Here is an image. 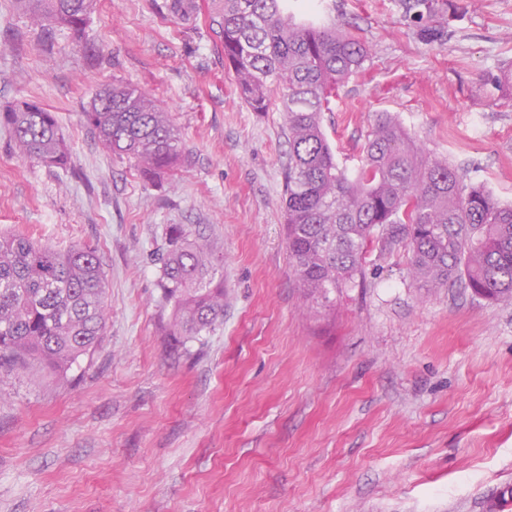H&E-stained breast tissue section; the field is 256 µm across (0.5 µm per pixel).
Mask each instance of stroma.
Returning a JSON list of instances; mask_svg holds the SVG:
<instances>
[{
    "instance_id": "stroma-1",
    "label": "stroma",
    "mask_w": 512,
    "mask_h": 512,
    "mask_svg": "<svg viewBox=\"0 0 512 512\" xmlns=\"http://www.w3.org/2000/svg\"><path fill=\"white\" fill-rule=\"evenodd\" d=\"M171 0H95L81 32L0 0V111L55 112L70 165L19 156L0 124V236L97 248L102 343L60 380H0V512H512V302L423 288L404 246L312 309L289 265L288 129L255 112L208 19ZM288 0L296 21L370 47L323 126L356 169L391 115L463 184L512 205V0ZM126 83L171 113L192 158L140 177L83 114ZM169 224L224 257V324L172 348L155 259Z\"/></svg>"
}]
</instances>
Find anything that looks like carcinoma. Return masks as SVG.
<instances>
[{"label": "carcinoma", "instance_id": "carcinoma-1", "mask_svg": "<svg viewBox=\"0 0 512 512\" xmlns=\"http://www.w3.org/2000/svg\"><path fill=\"white\" fill-rule=\"evenodd\" d=\"M94 0H28L36 24L55 20L80 32ZM417 22L435 0H402ZM210 24L241 99L267 112L270 86L284 91V171L291 267L308 297L327 309L363 277L375 241L402 242L415 280L427 288L460 282L489 300H512V207L463 185L447 163L426 156L389 115L368 135L364 162L350 174L323 130L336 90L369 57L365 41L334 26L297 23L288 0H213ZM24 102L0 114L18 153L62 167L70 156L55 115ZM85 122L107 151L151 179L190 163L171 113L138 88L112 85V109ZM163 299L172 306L175 346L224 324V264L200 226L168 224L157 252ZM102 260L91 246L60 251L15 235L0 239V378L38 365L60 379L94 350L106 329Z\"/></svg>", "mask_w": 512, "mask_h": 512}]
</instances>
